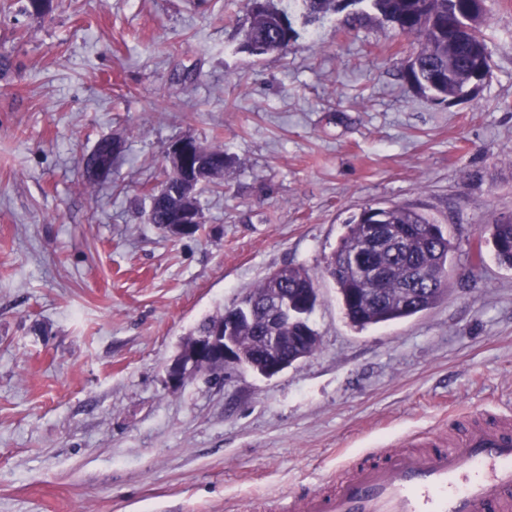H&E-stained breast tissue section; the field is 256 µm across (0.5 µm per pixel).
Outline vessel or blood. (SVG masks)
<instances>
[{
	"label": "vessel or blood",
	"mask_w": 512,
	"mask_h": 512,
	"mask_svg": "<svg viewBox=\"0 0 512 512\" xmlns=\"http://www.w3.org/2000/svg\"><path fill=\"white\" fill-rule=\"evenodd\" d=\"M448 436L407 434L288 496V512H512V417L451 416Z\"/></svg>",
	"instance_id": "1"
}]
</instances>
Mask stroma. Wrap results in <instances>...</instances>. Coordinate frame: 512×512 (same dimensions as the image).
I'll use <instances>...</instances> for the list:
<instances>
[{
	"instance_id": "1",
	"label": "stroma",
	"mask_w": 512,
	"mask_h": 512,
	"mask_svg": "<svg viewBox=\"0 0 512 512\" xmlns=\"http://www.w3.org/2000/svg\"><path fill=\"white\" fill-rule=\"evenodd\" d=\"M287 52L243 49L250 0H0V512H279L343 461L454 410L512 414V0H486L491 75L439 103L360 0ZM121 139L112 175L82 162ZM223 146L204 224H148L168 145ZM425 209L455 250L447 297L360 330L327 257L366 205ZM483 259L471 261L474 242ZM312 275L317 350L272 377L164 367L205 319L284 265ZM112 142L120 144L116 139L108 136L102 137L92 151L84 158L83 167L89 184H94L112 172V165L116 157L112 155ZM491 225L496 258L501 265L512 268V218L503 217Z\"/></svg>"
}]
</instances>
